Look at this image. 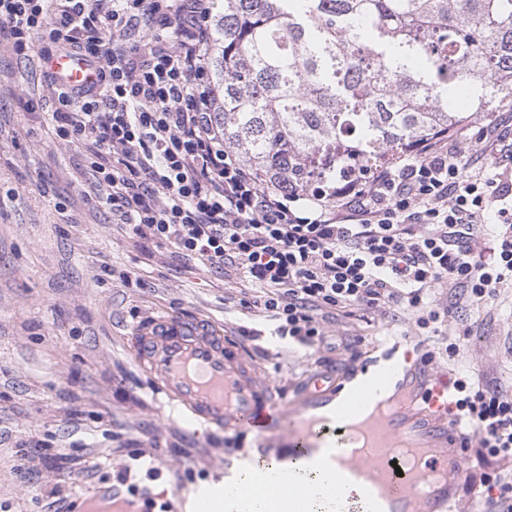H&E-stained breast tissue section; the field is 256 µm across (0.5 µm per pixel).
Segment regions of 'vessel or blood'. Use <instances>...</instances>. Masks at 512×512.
I'll list each match as a JSON object with an SVG mask.
<instances>
[{"label":"vessel or blood","instance_id":"obj_1","mask_svg":"<svg viewBox=\"0 0 512 512\" xmlns=\"http://www.w3.org/2000/svg\"><path fill=\"white\" fill-rule=\"evenodd\" d=\"M52 72L73 83L88 84L92 69L73 58H52ZM135 357L150 372L173 415L216 431L249 429L255 434L283 432L288 440V470H336L339 512H388L375 493L357 500L344 496L363 469H372L381 482L409 498L412 512H425L427 500L446 507L458 492L463 436L448 417V386L433 381L419 361L388 353L364 370L356 384L330 388L329 372L311 384L300 403L301 413L287 421V403L259 379L238 342L221 326L202 317L161 314L134 328ZM432 380L430 395L415 393L399 402L363 432L349 430L354 416L367 407L378 386L391 383L421 385ZM418 437L426 453L405 462L398 442Z\"/></svg>","mask_w":512,"mask_h":512}]
</instances>
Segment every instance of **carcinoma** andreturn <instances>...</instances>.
<instances>
[{"instance_id":"obj_1","label":"carcinoma","mask_w":512,"mask_h":512,"mask_svg":"<svg viewBox=\"0 0 512 512\" xmlns=\"http://www.w3.org/2000/svg\"><path fill=\"white\" fill-rule=\"evenodd\" d=\"M222 2L213 117L264 182L328 195L512 102V0Z\"/></svg>"}]
</instances>
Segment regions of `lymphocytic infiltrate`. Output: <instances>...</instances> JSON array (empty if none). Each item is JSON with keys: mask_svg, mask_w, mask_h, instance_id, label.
I'll list each match as a JSON object with an SVG mask.
<instances>
[{"mask_svg": "<svg viewBox=\"0 0 512 512\" xmlns=\"http://www.w3.org/2000/svg\"><path fill=\"white\" fill-rule=\"evenodd\" d=\"M214 0H0V42L20 57L66 54L100 70L90 86L50 84L59 137L84 146L113 223L169 246L239 290L242 314L309 354L335 350L322 325L396 308L435 338L420 358L456 360L438 285L480 308L512 283V153L502 125L477 142L439 133L397 168L336 194L262 183L224 145L207 59ZM493 223L492 236L484 226ZM451 421L475 445L480 512H512V387L474 374L450 385Z\"/></svg>", "mask_w": 512, "mask_h": 512, "instance_id": "lymphocytic-infiltrate-1", "label": "lymphocytic infiltrate"}]
</instances>
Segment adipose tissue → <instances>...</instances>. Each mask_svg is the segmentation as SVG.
I'll use <instances>...</instances> for the list:
<instances>
[{"label": "adipose tissue", "instance_id": "1", "mask_svg": "<svg viewBox=\"0 0 512 512\" xmlns=\"http://www.w3.org/2000/svg\"><path fill=\"white\" fill-rule=\"evenodd\" d=\"M281 469V463L271 462L270 470L277 475L274 485L280 498H287L294 487L300 486L310 495V512H334V470L326 469L314 473L301 471L286 479L281 477ZM185 509L186 512H266L267 501L265 493L259 492L254 484L252 470L243 468L225 478L223 494L218 501H211L202 492L191 496Z\"/></svg>", "mask_w": 512, "mask_h": 512}]
</instances>
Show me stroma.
<instances>
[{
    "instance_id": "stroma-1",
    "label": "stroma",
    "mask_w": 512,
    "mask_h": 512,
    "mask_svg": "<svg viewBox=\"0 0 512 512\" xmlns=\"http://www.w3.org/2000/svg\"><path fill=\"white\" fill-rule=\"evenodd\" d=\"M49 76L38 52L16 56L0 42V512H54L55 497H96L121 470L155 504L184 508L199 486L221 479L227 464L270 456L248 431L224 435L173 419L133 351V328L161 313L196 314L239 337L262 381L288 402L300 401L319 373L305 349L264 334V321L241 314L234 283L174 258L169 248L129 237L99 204L86 149L60 139L51 120ZM133 272L140 286L125 285ZM326 335L357 336L356 352H332L337 376L359 369L380 346L419 355L407 315L386 311L324 325ZM455 362L432 372L490 383L512 368V285L481 309H452ZM145 442L140 459L112 436ZM64 449L70 461L24 459L20 441Z\"/></svg>"
}]
</instances>
